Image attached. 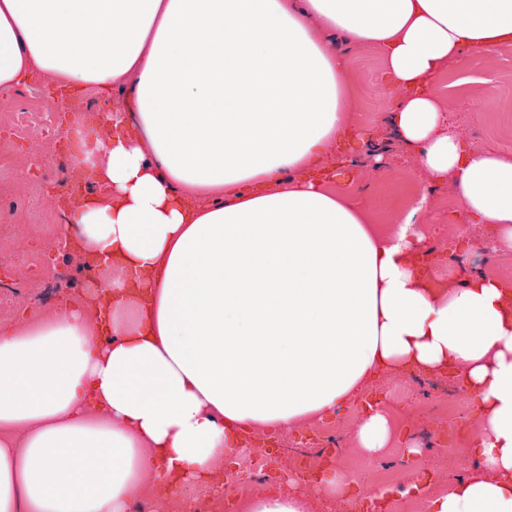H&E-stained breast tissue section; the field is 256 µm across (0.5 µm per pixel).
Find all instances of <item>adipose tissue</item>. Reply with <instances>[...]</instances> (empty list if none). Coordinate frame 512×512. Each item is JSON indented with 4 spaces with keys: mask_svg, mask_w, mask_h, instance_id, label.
Segmentation results:
<instances>
[{
    "mask_svg": "<svg viewBox=\"0 0 512 512\" xmlns=\"http://www.w3.org/2000/svg\"><path fill=\"white\" fill-rule=\"evenodd\" d=\"M338 32L379 53L385 118L359 112ZM511 47L512 0H0V88L102 100L58 231L118 265L110 321L72 305L0 328V512H130L404 371L461 375L474 408L475 463L425 512H512V280L422 263L417 230L444 187L512 255V154L468 148L441 92L467 50ZM382 123L428 185L385 222L333 162ZM396 442L418 462L377 396L352 445ZM316 477L232 500L360 512L343 472Z\"/></svg>",
    "mask_w": 512,
    "mask_h": 512,
    "instance_id": "adipose-tissue-1",
    "label": "adipose tissue"
}]
</instances>
